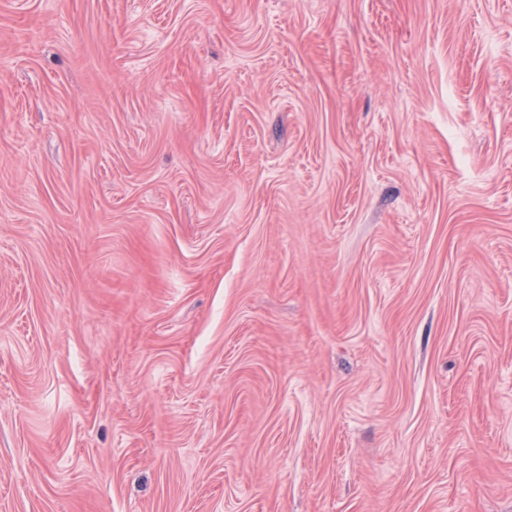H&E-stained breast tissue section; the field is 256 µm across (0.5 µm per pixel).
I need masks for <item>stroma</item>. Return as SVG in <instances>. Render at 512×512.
<instances>
[{"label":"stroma","mask_w":512,"mask_h":512,"mask_svg":"<svg viewBox=\"0 0 512 512\" xmlns=\"http://www.w3.org/2000/svg\"><path fill=\"white\" fill-rule=\"evenodd\" d=\"M0 512H512V0H0Z\"/></svg>","instance_id":"obj_1"}]
</instances>
